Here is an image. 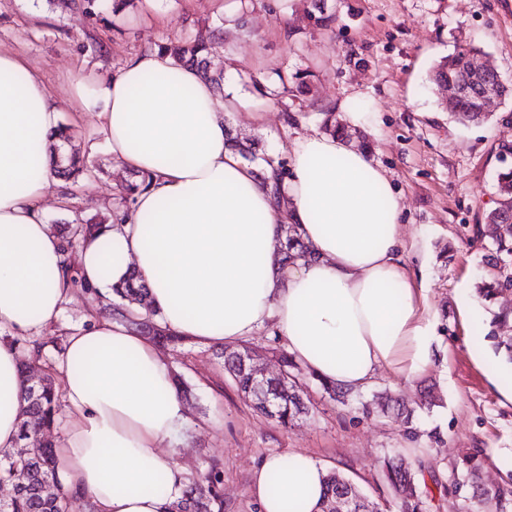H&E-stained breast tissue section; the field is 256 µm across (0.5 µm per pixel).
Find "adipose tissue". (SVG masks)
<instances>
[{
  "label": "adipose tissue",
  "mask_w": 512,
  "mask_h": 512,
  "mask_svg": "<svg viewBox=\"0 0 512 512\" xmlns=\"http://www.w3.org/2000/svg\"><path fill=\"white\" fill-rule=\"evenodd\" d=\"M72 93L119 165L152 183L68 262L44 207L50 196L70 202L47 149L62 105L24 58L1 51L0 335L36 337L57 323L76 298L71 273L103 297L133 274L150 288L140 316L158 313L190 340L233 343L269 326L309 372L344 388L382 372L406 384L430 369L437 342L422 280L404 261L399 198L367 151L312 132L293 140L287 177L255 169L227 142L239 98H218L157 50ZM288 224L310 253L285 262ZM54 368L67 407L54 441L65 490L96 512H167L185 471L176 448L159 446L185 412L157 348L121 318L94 315ZM25 385L19 351L0 342V451L18 445ZM160 475L163 496L151 492ZM325 475L307 454H276L254 468L249 494L259 512H314Z\"/></svg>",
  "instance_id": "obj_1"
}]
</instances>
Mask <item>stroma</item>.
<instances>
[{"label": "stroma", "instance_id": "stroma-1", "mask_svg": "<svg viewBox=\"0 0 512 512\" xmlns=\"http://www.w3.org/2000/svg\"><path fill=\"white\" fill-rule=\"evenodd\" d=\"M327 6L336 13V27L322 31L311 25L310 0H136L117 18L110 0L96 16L58 0H0V51L25 58L47 91L64 100L85 72L109 77L131 56L220 28L224 38L215 44L213 61L226 74L225 91L248 111L267 115L259 126L228 115L234 134L284 160L296 133L323 131L332 114L353 132L351 146L368 145L371 160L401 198L405 258L421 271L437 321L433 366L404 385L378 375L345 405L309 379L310 413L284 427L258 413L224 370L225 350L247 346L268 374H276L286 345L272 329L226 349L197 342L161 347L172 374L191 389L177 435L178 462L187 477L197 478L210 461H219L224 512H257L248 492L253 468L290 452L343 474L381 512H398L399 500L382 472L384 459L396 455L416 470L432 512H477L448 489L463 455L482 458L487 486L512 483V401L490 377L491 368L507 371L512 363L487 336L492 310L512 305V295L488 302L477 291L493 249L485 214L493 206L495 177L502 165L512 166V157L500 154L502 144L512 143V123L505 120L512 100L488 123H458L430 72L455 49L474 46L511 82L512 0H327ZM304 71L312 75L306 96L282 81ZM295 113L300 122H292ZM63 123L73 138L62 155L80 154L101 173L69 186L68 210L47 200L52 227L111 212L119 203L117 184L128 175L108 152L96 115L76 122L67 110ZM92 309L106 313L98 297L83 296L67 304L60 324L38 340L18 337L14 343L22 352L42 344L41 363L52 371L66 332L80 329ZM476 344L485 349L483 359L472 354ZM386 392L415 408L413 424L386 411Z\"/></svg>", "mask_w": 512, "mask_h": 512}]
</instances>
